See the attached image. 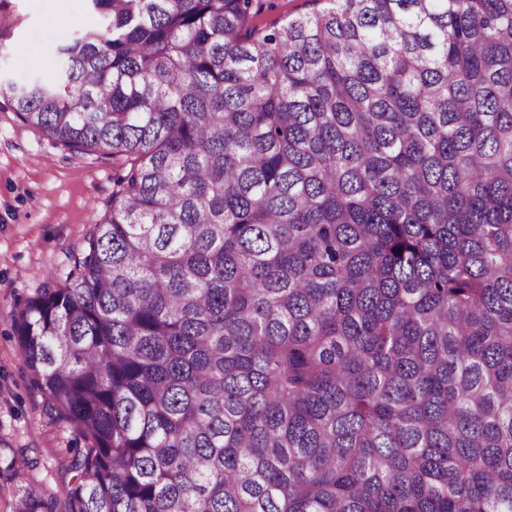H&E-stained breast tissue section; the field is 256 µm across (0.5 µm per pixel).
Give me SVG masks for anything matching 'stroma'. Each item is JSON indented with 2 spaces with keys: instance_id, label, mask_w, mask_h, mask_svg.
Segmentation results:
<instances>
[{
  "instance_id": "stroma-1",
  "label": "stroma",
  "mask_w": 512,
  "mask_h": 512,
  "mask_svg": "<svg viewBox=\"0 0 512 512\" xmlns=\"http://www.w3.org/2000/svg\"><path fill=\"white\" fill-rule=\"evenodd\" d=\"M0 82L52 68V47L99 17L87 0H0ZM112 161L79 157L23 125L0 98V512H14L23 486L56 498L65 512L69 462L83 442L50 415L31 384L12 314L47 276L65 280L92 221L112 196ZM33 460L25 482L12 465Z\"/></svg>"
}]
</instances>
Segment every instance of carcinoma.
Here are the masks:
<instances>
[{
  "label": "carcinoma",
  "mask_w": 512,
  "mask_h": 512,
  "mask_svg": "<svg viewBox=\"0 0 512 512\" xmlns=\"http://www.w3.org/2000/svg\"><path fill=\"white\" fill-rule=\"evenodd\" d=\"M88 2L0 85L122 161L13 315L67 512H512V0ZM320 6L321 3L312 0H263L261 13L254 22L260 27H272L288 16L307 14Z\"/></svg>",
  "instance_id": "1"
}]
</instances>
